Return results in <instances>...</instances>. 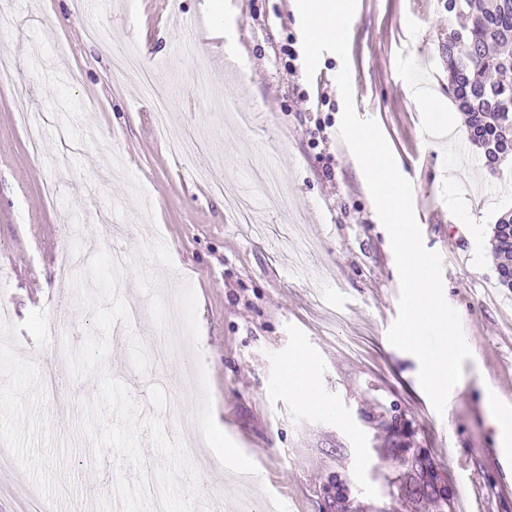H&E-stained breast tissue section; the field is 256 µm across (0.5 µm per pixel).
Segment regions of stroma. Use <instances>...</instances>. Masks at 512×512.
<instances>
[{
  "mask_svg": "<svg viewBox=\"0 0 512 512\" xmlns=\"http://www.w3.org/2000/svg\"><path fill=\"white\" fill-rule=\"evenodd\" d=\"M448 34L445 0H357L349 59L324 53L314 75L303 60L286 67L283 48L301 49L295 0H155L143 18L137 0H0V300L11 311L0 346V436L14 444L0 478V512H20L31 487L69 512H97L130 466L105 456L94 466L78 433L96 379L56 368L53 397L41 389L57 347L44 331L58 322L81 345L92 311L71 285L91 257L115 243L130 261L120 297L140 309L118 325L109 372L126 385L143 417L171 413L149 403V385L194 416L183 433L189 459L209 461L197 492L211 512H319L330 475H346L373 512H458L467 483L474 512H512V470L489 466L497 430L485 393L512 401V292L497 281L491 229L512 210V167L486 170L460 132L448 102V69L438 46ZM195 44L184 59V41ZM135 51L171 93L173 127L204 140L173 152L136 74L112 60ZM351 67L355 107L375 119L413 186L423 244L442 260L443 293L472 350L451 391L454 409L435 418L418 382L415 356L393 347L399 274L389 234L362 170L339 136L336 84ZM44 116L41 155L31 154L16 118L18 88ZM254 122L234 125L224 96ZM224 177L257 200L263 234L233 223L211 180ZM54 198H46V184ZM299 223L312 249L299 256L286 226ZM164 243L144 247L143 231ZM70 260V274L60 271ZM181 307L198 364L180 353L150 360L144 344L169 303ZM302 348L313 402L289 394L284 364ZM396 413L401 437L383 426ZM434 459L448 506L398 466L399 448ZM250 456L255 474L225 484L221 451ZM454 449L440 461L437 451Z\"/></svg>",
  "mask_w": 512,
  "mask_h": 512,
  "instance_id": "obj_1",
  "label": "stroma"
}]
</instances>
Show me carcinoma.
Wrapping results in <instances>:
<instances>
[{
  "label": "carcinoma",
  "mask_w": 512,
  "mask_h": 512,
  "mask_svg": "<svg viewBox=\"0 0 512 512\" xmlns=\"http://www.w3.org/2000/svg\"><path fill=\"white\" fill-rule=\"evenodd\" d=\"M448 93L466 117L469 142L489 150L512 137V4L509 0H461L448 9ZM512 212L493 227L498 282L512 291Z\"/></svg>",
  "instance_id": "cac0c4a2"
}]
</instances>
